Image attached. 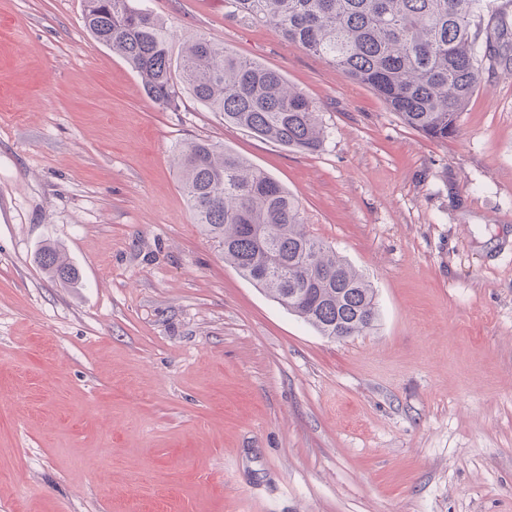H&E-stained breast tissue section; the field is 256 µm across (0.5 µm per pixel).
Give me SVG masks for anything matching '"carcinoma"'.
Returning <instances> with one entry per match:
<instances>
[{
  "label": "carcinoma",
  "instance_id": "obj_1",
  "mask_svg": "<svg viewBox=\"0 0 512 512\" xmlns=\"http://www.w3.org/2000/svg\"><path fill=\"white\" fill-rule=\"evenodd\" d=\"M230 13L276 34L371 89L409 126L433 139L458 133V121L496 56L480 45L483 0H226ZM84 25L140 77L164 109L187 89L224 123L289 149L318 152L327 138L318 106L277 70L242 58L203 37L184 44L172 69L171 29L140 0H85ZM196 223L224 261L321 335L359 336L377 321L371 283L336 250L310 234L298 201L265 171L208 140L177 154ZM62 285L78 271L53 244L37 256Z\"/></svg>",
  "mask_w": 512,
  "mask_h": 512
}]
</instances>
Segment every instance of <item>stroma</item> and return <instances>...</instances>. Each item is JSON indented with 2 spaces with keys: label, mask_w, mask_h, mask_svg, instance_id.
<instances>
[{
  "label": "stroma",
  "mask_w": 512,
  "mask_h": 512,
  "mask_svg": "<svg viewBox=\"0 0 512 512\" xmlns=\"http://www.w3.org/2000/svg\"><path fill=\"white\" fill-rule=\"evenodd\" d=\"M146 4L172 61L223 44L329 136L161 108L84 0H0V512H512V44L437 141L224 0ZM197 139L296 198L371 282L372 330L321 336L225 263L174 162ZM37 261L44 272L62 285L74 283L78 279L76 267L54 244H45L38 253Z\"/></svg>",
  "instance_id": "stroma-1"
}]
</instances>
